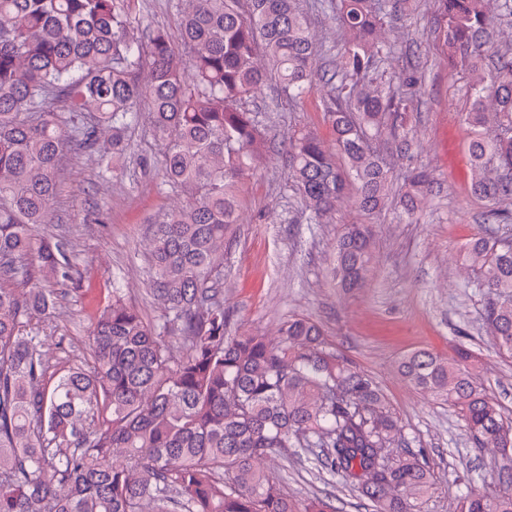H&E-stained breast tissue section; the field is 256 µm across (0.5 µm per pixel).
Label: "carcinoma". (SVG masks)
<instances>
[{
    "label": "carcinoma",
    "mask_w": 512,
    "mask_h": 512,
    "mask_svg": "<svg viewBox=\"0 0 512 512\" xmlns=\"http://www.w3.org/2000/svg\"><path fill=\"white\" fill-rule=\"evenodd\" d=\"M126 0H0V512H336L327 499H288L261 469L275 451L304 448L354 483L371 512H421L433 478L379 384L326 342L307 317L274 337L229 334L224 243L238 223V184L265 147L251 99L269 83L297 104L327 99L334 149L302 126L288 137V181L308 223L321 224L354 182L362 213L389 202L393 159L412 156L408 103L418 77H370L393 56L381 31L383 0H317L347 34L340 50L313 39L299 0H174L179 36L142 26ZM448 66L468 71L470 188L492 203L488 227L462 247L485 296L482 321L512 357V47L496 27L512 0H441ZM61 99L67 111L50 101ZM159 147L163 184L185 198L151 229L149 321L112 289L93 316L89 359L48 375L47 337L30 315L51 314L36 281L71 278L54 223L61 158L97 151L112 135L101 176L126 152L142 115ZM342 157L344 164L337 163ZM400 199L412 218L435 178L411 169ZM373 225L347 224L336 239V286L363 287ZM467 348L413 349L398 361L415 391L453 407L475 447L512 456V423L475 374ZM498 492L470 489L458 512H512V471Z\"/></svg>",
    "instance_id": "1"
}]
</instances>
